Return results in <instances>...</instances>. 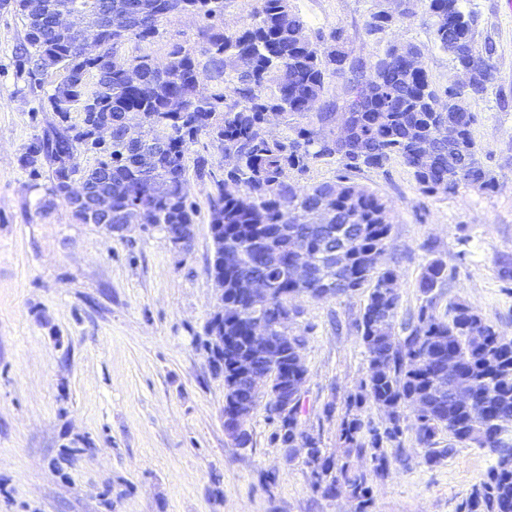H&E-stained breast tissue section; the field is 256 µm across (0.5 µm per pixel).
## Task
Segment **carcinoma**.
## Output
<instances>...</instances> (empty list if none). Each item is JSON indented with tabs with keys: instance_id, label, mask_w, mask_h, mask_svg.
<instances>
[{
	"instance_id": "1",
	"label": "carcinoma",
	"mask_w": 512,
	"mask_h": 512,
	"mask_svg": "<svg viewBox=\"0 0 512 512\" xmlns=\"http://www.w3.org/2000/svg\"><path fill=\"white\" fill-rule=\"evenodd\" d=\"M96 10L111 28L100 33L107 46L106 62L82 57L63 38L55 22L56 6L41 15L28 13L25 0L14 8L25 18V35L15 55L20 75L35 92L43 88L45 73L64 71L63 79L44 93L42 107L53 113L24 148L19 162L32 174L48 167L51 186L39 202L45 210L65 200L77 171L61 154L86 147L84 129L112 119V144L94 150L97 168L87 182H102L111 192L112 223L151 224L166 231L177 224L195 223L196 209L181 192L188 172L213 184L208 195L209 223L220 224L224 249L239 254L237 263L220 264L214 251L207 272L224 275V347L209 342L214 361L224 374V410L242 400L258 401L252 385L237 378L236 360L247 355L264 378L270 419L276 422L273 439L311 468V485L324 498L333 490L349 494L358 512H371L374 490L401 461V437L412 429L425 448L423 463L446 459L457 444L482 449L492 460L486 476L475 485L461 507L464 512H512V439L499 436L498 424L512 423V336L498 332L481 313L464 302H452L446 314L436 312L434 298L398 319V265L381 267L392 224L383 200L374 192L342 176L335 182L298 187L290 176L305 175L316 162H333L345 171L381 169L394 157L410 170L419 188L430 194H453L461 188L478 192L496 189L494 177L477 156L472 136L475 116L462 114L456 128L455 150L448 142L435 144L433 160L422 166L415 143L444 119L449 89L433 85L427 71L407 68L406 59L422 54L414 43L390 44L383 56L369 60L346 48L343 29L325 35L309 33L307 22L292 0H255L243 26L233 32L212 20L224 14V0H71ZM434 17V42L454 63H475L479 81L473 97L487 94L496 79L491 57L475 44L476 22L464 26L448 13V0H428ZM192 13L204 20L197 44H175L160 69L148 53H120L128 41L147 46L160 36L163 22ZM393 20L372 12L364 32L377 36ZM136 65L139 81H130L126 65ZM97 83L89 85L90 75ZM213 84L208 96L199 91L201 76ZM340 82L343 101L362 86L357 111L350 113L351 135L341 142L331 137L339 101L327 95L331 79ZM93 98L97 111L72 121L74 107ZM313 100L320 112L307 111ZM221 112L224 126L206 134L205 118ZM277 112L286 134L272 137L263 130L264 114ZM137 113L142 134L125 137V117ZM236 156L234 167L217 176L212 154L191 151L201 139ZM324 210L320 224L310 222L315 208ZM306 241L313 262L301 279L289 268L298 259L289 254V241ZM341 240L350 250L340 266L328 252ZM447 266L433 260L424 268L420 288L429 294L446 278ZM244 278L269 282V293L251 296L238 288ZM370 288L355 328L365 348L368 370L360 390L345 400L338 424L343 460L321 447L320 437L301 422V387L308 370L295 349L304 336L293 330L288 314L300 311L289 303L296 293L324 300L350 296ZM260 318L273 334L289 335L288 345L274 357L249 339L252 322ZM453 362L456 375L440 377L442 364ZM459 384L470 390L462 402ZM423 403L421 415L405 408ZM372 403L384 410L385 424L366 419L363 407ZM448 434V446L437 447L436 437ZM393 451H387V446ZM368 459L359 469L352 459Z\"/></svg>"
}]
</instances>
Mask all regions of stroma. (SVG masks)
<instances>
[{"label":"stroma","instance_id":"obj_1","mask_svg":"<svg viewBox=\"0 0 512 512\" xmlns=\"http://www.w3.org/2000/svg\"><path fill=\"white\" fill-rule=\"evenodd\" d=\"M293 3L311 30L342 28L347 48L371 60L391 43L420 45L430 79L447 86L452 63L433 42L424 0H410L413 17L378 39L363 24L384 0ZM468 7L478 17L476 45L497 68L493 90L470 108L478 157L498 189L426 194L398 159L349 174L316 163L297 182L344 174L386 201L400 314L429 297L440 315L463 301L512 336V0ZM200 24L192 15L173 19L147 48L130 42L123 51L166 62L173 44H194ZM24 35L22 15L0 9V512H352L345 497L312 490L302 460L287 459L265 404L247 421L249 447L224 429V378L205 347L218 305L207 273L211 184L188 182L197 217L186 252L157 227L113 236L66 203L39 210L49 178L29 175L19 157L50 115L18 76L14 49ZM434 259L448 277L428 297L419 281ZM368 294L294 301L308 368L301 421L334 454L337 421L323 407L343 406L366 374L354 324ZM401 446L404 459L376 487L373 512H458L491 464L483 450L460 444L427 466L410 430Z\"/></svg>","mask_w":512,"mask_h":512}]
</instances>
